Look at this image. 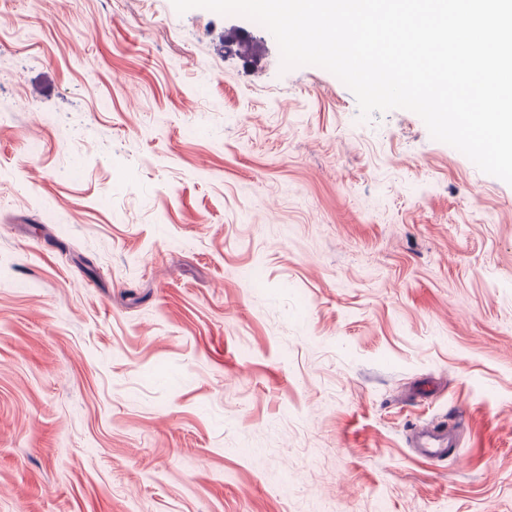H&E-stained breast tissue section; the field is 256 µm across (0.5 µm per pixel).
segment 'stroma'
<instances>
[{
  "mask_svg": "<svg viewBox=\"0 0 512 512\" xmlns=\"http://www.w3.org/2000/svg\"><path fill=\"white\" fill-rule=\"evenodd\" d=\"M0 512H512V185L247 17L0 0ZM411 446L427 458H441L448 454V448L455 446V437L446 423L414 430Z\"/></svg>",
  "mask_w": 512,
  "mask_h": 512,
  "instance_id": "1",
  "label": "stroma"
}]
</instances>
